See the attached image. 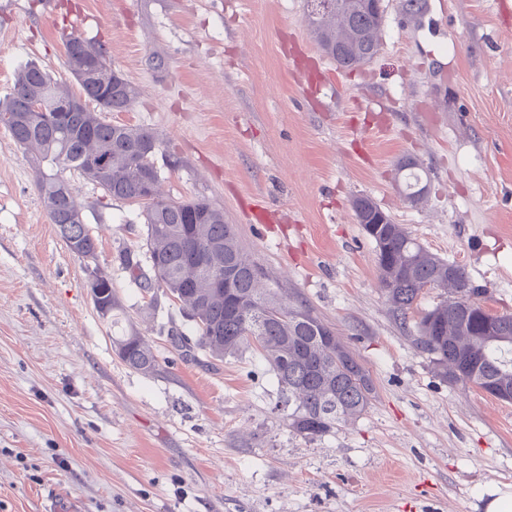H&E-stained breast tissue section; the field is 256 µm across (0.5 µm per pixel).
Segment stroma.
<instances>
[{"label": "stroma", "instance_id": "obj_1", "mask_svg": "<svg viewBox=\"0 0 512 512\" xmlns=\"http://www.w3.org/2000/svg\"><path fill=\"white\" fill-rule=\"evenodd\" d=\"M385 5L377 56L340 72L305 0H0V96L31 60L79 93L65 37L103 44L140 92L106 120L152 129L166 195L223 208L270 287L330 326L375 388L364 415L309 440L256 349L179 356L177 307L144 310L116 259L147 251L140 205L72 173L123 306L111 326L0 126V512H42L52 492L79 512H484L489 490L512 493V403L448 382L416 347L352 207L369 196L512 313V0H427L414 19ZM408 158L417 205L397 183ZM131 328L154 376L112 346Z\"/></svg>", "mask_w": 512, "mask_h": 512}]
</instances>
